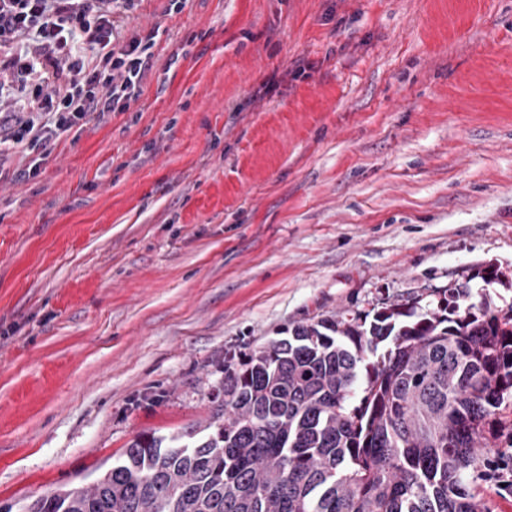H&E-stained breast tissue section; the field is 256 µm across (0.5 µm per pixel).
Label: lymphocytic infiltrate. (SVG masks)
Wrapping results in <instances>:
<instances>
[{"label":"lymphocytic infiltrate","instance_id":"lymphocytic-infiltrate-1","mask_svg":"<svg viewBox=\"0 0 512 512\" xmlns=\"http://www.w3.org/2000/svg\"><path fill=\"white\" fill-rule=\"evenodd\" d=\"M135 0H0V145L34 177L73 128L126 111L142 92L153 33L121 39Z\"/></svg>","mask_w":512,"mask_h":512}]
</instances>
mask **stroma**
<instances>
[{
    "mask_svg": "<svg viewBox=\"0 0 512 512\" xmlns=\"http://www.w3.org/2000/svg\"><path fill=\"white\" fill-rule=\"evenodd\" d=\"M137 0L128 111L0 183V505L205 422L283 329L512 288V0Z\"/></svg>",
    "mask_w": 512,
    "mask_h": 512,
    "instance_id": "35a3bbf8",
    "label": "stroma"
}]
</instances>
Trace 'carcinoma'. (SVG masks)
Returning <instances> with one entry per match:
<instances>
[{
	"label": "carcinoma",
	"instance_id": "cac0c4a2",
	"mask_svg": "<svg viewBox=\"0 0 512 512\" xmlns=\"http://www.w3.org/2000/svg\"><path fill=\"white\" fill-rule=\"evenodd\" d=\"M439 295L294 326L224 365L206 424L21 512H490L483 486L512 494V306Z\"/></svg>",
	"mask_w": 512,
	"mask_h": 512
}]
</instances>
